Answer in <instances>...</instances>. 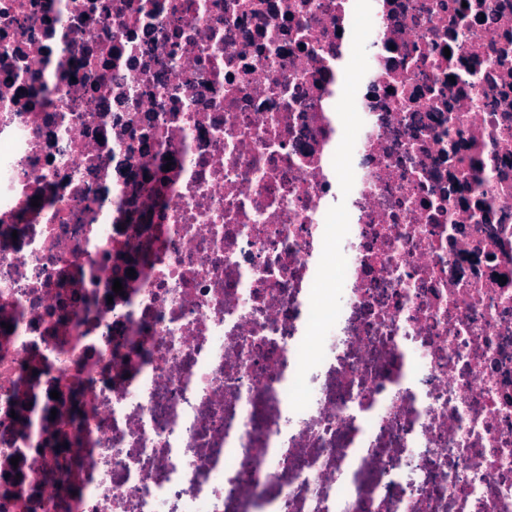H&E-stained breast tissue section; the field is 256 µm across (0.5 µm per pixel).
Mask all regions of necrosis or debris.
<instances>
[{
    "label": "necrosis or debris",
    "mask_w": 512,
    "mask_h": 512,
    "mask_svg": "<svg viewBox=\"0 0 512 512\" xmlns=\"http://www.w3.org/2000/svg\"><path fill=\"white\" fill-rule=\"evenodd\" d=\"M0 512H512V0H0Z\"/></svg>",
    "instance_id": "1"
}]
</instances>
